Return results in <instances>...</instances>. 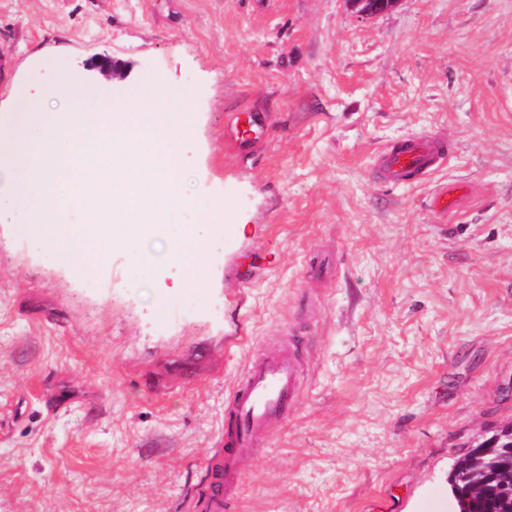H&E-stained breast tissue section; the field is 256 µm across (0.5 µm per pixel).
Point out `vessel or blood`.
I'll list each match as a JSON object with an SVG mask.
<instances>
[{"label": "vessel or blood", "instance_id": "obj_1", "mask_svg": "<svg viewBox=\"0 0 512 512\" xmlns=\"http://www.w3.org/2000/svg\"><path fill=\"white\" fill-rule=\"evenodd\" d=\"M447 161L436 135L411 136L381 151L374 176L384 184L426 180ZM306 336L295 334L245 366L226 409L224 446L207 465L208 483L185 503V512H229L243 484V461L282 425L300 398Z\"/></svg>", "mask_w": 512, "mask_h": 512}]
</instances>
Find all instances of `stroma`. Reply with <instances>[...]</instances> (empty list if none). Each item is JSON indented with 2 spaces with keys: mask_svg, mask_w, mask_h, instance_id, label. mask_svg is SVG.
<instances>
[{
  "mask_svg": "<svg viewBox=\"0 0 512 512\" xmlns=\"http://www.w3.org/2000/svg\"><path fill=\"white\" fill-rule=\"evenodd\" d=\"M97 54L126 76L90 86ZM161 80L187 203L152 266L113 245L93 288L0 224V512H181L247 360L300 324V400L234 512H447L452 462L512 424V0H0L1 134L41 86L121 109ZM412 134L447 164L379 183ZM204 225L190 224L184 225L181 236L172 243L171 252L174 257H185L189 254H196L198 257L206 252ZM191 244L192 249L186 246Z\"/></svg>",
  "mask_w": 512,
  "mask_h": 512,
  "instance_id": "stroma-1",
  "label": "stroma"
}]
</instances>
